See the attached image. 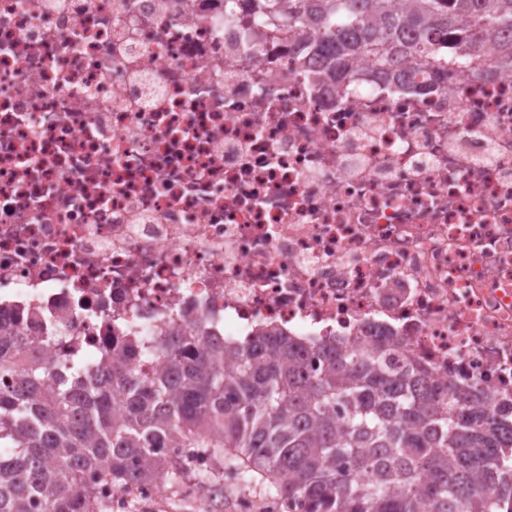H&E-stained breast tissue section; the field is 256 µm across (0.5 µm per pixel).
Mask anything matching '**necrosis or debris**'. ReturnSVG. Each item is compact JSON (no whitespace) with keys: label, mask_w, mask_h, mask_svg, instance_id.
I'll return each instance as SVG.
<instances>
[{"label":"necrosis or debris","mask_w":512,"mask_h":512,"mask_svg":"<svg viewBox=\"0 0 512 512\" xmlns=\"http://www.w3.org/2000/svg\"><path fill=\"white\" fill-rule=\"evenodd\" d=\"M246 0H0V322L394 339L512 403V65L309 88Z\"/></svg>","instance_id":"necrosis-or-debris-1"}]
</instances>
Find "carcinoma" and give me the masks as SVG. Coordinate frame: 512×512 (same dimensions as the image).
<instances>
[{"mask_svg": "<svg viewBox=\"0 0 512 512\" xmlns=\"http://www.w3.org/2000/svg\"><path fill=\"white\" fill-rule=\"evenodd\" d=\"M265 31L312 30L302 74L340 88L378 78L421 91L412 73L464 59L486 66L477 34L512 59V0H247ZM369 63L362 70L359 64ZM91 363H56L92 379L47 385L48 367L0 328V512H110L87 481L122 492L176 483L192 465L168 449L177 434L246 482L275 487L288 512H512V405L476 387L436 385L389 339L325 343L311 354L260 329L240 349L193 336ZM145 351L164 371L134 363Z\"/></svg>", "mask_w": 512, "mask_h": 512, "instance_id": "obj_1", "label": "carcinoma"}]
</instances>
